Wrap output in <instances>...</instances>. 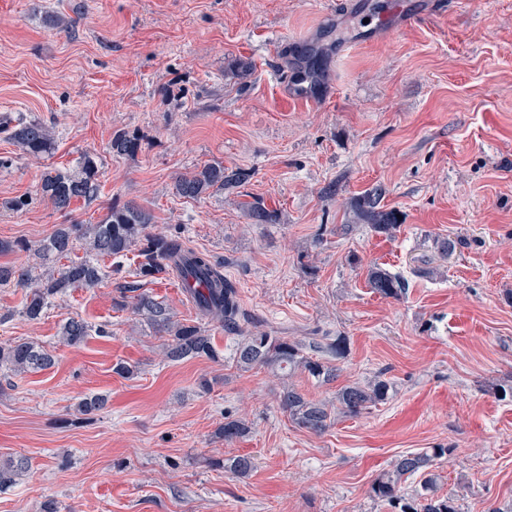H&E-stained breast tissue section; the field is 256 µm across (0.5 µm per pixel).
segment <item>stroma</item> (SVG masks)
I'll list each match as a JSON object with an SVG mask.
<instances>
[{
  "label": "stroma",
  "instance_id": "35a3bbf8",
  "mask_svg": "<svg viewBox=\"0 0 512 512\" xmlns=\"http://www.w3.org/2000/svg\"><path fill=\"white\" fill-rule=\"evenodd\" d=\"M411 2L426 19L363 43L365 19L388 0L329 12L322 0H0V239L20 244L0 264H28V247L66 219L95 224L133 202L153 213L152 232H182L223 259L249 330L347 339L327 385L238 368L234 338L214 322L217 358L165 360L166 337L114 306L134 251L105 259L101 285L38 321L22 314L25 289L0 288V345L32 340L56 359L0 371V462L30 461L0 488V512H390L375 478L440 445L451 453L438 486L461 512L512 507V0L447 16L441 0ZM313 46L324 50L316 108L282 84ZM240 59L250 75L236 74ZM17 117L50 127L53 153L14 146L4 124ZM118 131L137 135L135 155L109 152ZM86 153L99 159V197L56 212L40 197L43 172ZM214 161L254 176L233 192L174 194L176 176ZM378 185L401 216L390 238L349 207ZM254 200L278 223H251L242 205ZM375 264L408 279L404 297L371 292ZM147 289L177 320L201 322L176 276ZM72 317L109 333L65 346ZM119 362L134 374L114 373ZM377 377L388 400L342 414L339 387ZM287 384L325 402L333 425L294 424L279 408ZM96 394L108 403L85 417L79 404ZM228 413L251 423L248 438H216ZM239 454L253 459L248 478L207 465Z\"/></svg>",
  "mask_w": 512,
  "mask_h": 512
}]
</instances>
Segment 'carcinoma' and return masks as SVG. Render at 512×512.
Masks as SVG:
<instances>
[{
    "instance_id": "carcinoma-1",
    "label": "carcinoma",
    "mask_w": 512,
    "mask_h": 512,
    "mask_svg": "<svg viewBox=\"0 0 512 512\" xmlns=\"http://www.w3.org/2000/svg\"><path fill=\"white\" fill-rule=\"evenodd\" d=\"M321 55L320 49L310 48L305 56L304 74L315 83L321 77ZM10 139L24 154L33 157L51 153L54 146L52 132L38 121H18ZM108 148L115 156H131L140 149V143L133 134L116 132ZM252 176L248 169H230L222 163H208L176 177L174 186L178 196L197 199L211 192L237 189ZM99 192L98 161L92 154L83 155L73 171L49 168L42 174V196L56 211L65 215L71 213L73 202H91L97 199ZM383 195L382 187L376 186L352 198L350 205L359 223L390 237L399 227V218L395 211L381 205ZM244 209L253 224H273L278 219L275 210L258 201L245 203ZM153 221L154 216L149 210L126 203L110 207L96 224H62L51 237L34 248L41 271L0 264V287L29 289L23 314L29 320H38L52 301L64 299L77 288L97 287L105 276L104 259L120 258L137 248L141 261L136 268V280L119 287L116 306L131 309L157 332L168 336L166 357L169 360L212 359L216 356L214 337L206 327L174 319L165 302L143 290L145 283L174 274L203 317L219 323L225 332L241 336L234 353L238 367H260L273 372L300 370L325 383L338 377V366L313 357L309 352H326L333 358L342 359L347 351L345 337L338 336L324 345L313 343L306 352L303 345L286 336H273L268 332L244 334V325L250 318L241 308L237 287L224 277L223 264L213 260L209 253L188 246L178 234L148 233ZM79 250L83 254H77ZM367 286L385 298L399 299L406 293L408 283L400 274L373 265L368 269ZM89 332L87 323L71 318L62 325L60 338L64 344L76 347L85 342ZM54 363L55 356L51 351L33 341L17 340L0 346V369L15 374L47 369ZM389 389L388 382L379 378L366 385H346L336 393V401L342 413L358 417L387 400ZM279 405L293 423L310 432L321 434L331 426L327 405L307 399L293 387H283ZM250 430L247 420L226 417L224 425L217 429L216 437L233 442L247 436ZM448 453L450 449L442 446L397 456L390 468L374 480V497L387 502L395 512H460L453 496L442 495L437 490L435 468ZM210 465L237 478H245L253 470V461L248 455L214 459ZM27 468L28 460L24 457L8 460L0 465V483L12 481ZM414 476L421 477L420 485L409 495L404 492L403 484Z\"/></svg>"
}]
</instances>
